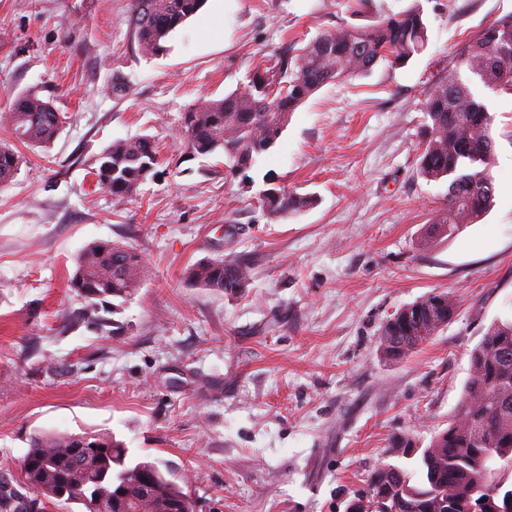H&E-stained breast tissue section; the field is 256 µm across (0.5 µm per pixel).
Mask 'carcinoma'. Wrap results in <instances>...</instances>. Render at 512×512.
Instances as JSON below:
<instances>
[{
  "label": "carcinoma",
  "instance_id": "obj_1",
  "mask_svg": "<svg viewBox=\"0 0 512 512\" xmlns=\"http://www.w3.org/2000/svg\"><path fill=\"white\" fill-rule=\"evenodd\" d=\"M205 0H129L128 22L138 51L156 55L168 37L194 17ZM428 42L420 0L368 27L344 26L303 47H285L260 61L243 91L219 100L202 99L182 117L180 136L194 156H224V178L251 170L280 138L292 112L315 92L370 72L381 62L405 65ZM467 80H462L460 72ZM484 88L512 93V13L485 28L457 55L456 68L436 82L424 102V133L418 174L445 181L448 196L430 220L421 245L453 237L478 223L494 205L492 174L494 116L478 93ZM0 122L18 141L50 145L63 118L52 102L34 91L14 101ZM25 157L0 144V184L10 181ZM96 182L116 199L131 198L157 174L159 151L147 137H118L99 154ZM261 203L280 218L315 202L267 180ZM145 266L139 253L120 242L87 244L70 278L85 303L75 318L97 323L109 300L127 301L140 287ZM188 279L200 288L242 292L251 270L242 263L205 259L192 264ZM457 312L446 291L430 293L393 313L380 331L379 348L398 360L443 330ZM402 456L417 455L419 480L403 467L381 462L368 473L365 489L351 503L355 512H503L512 499V318L497 320L470 353L469 377L448 420V428L417 451L410 434L394 437ZM128 449L102 433L40 432L24 458L32 468L21 479H0V512H40L38 503L77 504L80 512H197L184 491L188 477H166L153 461H130Z\"/></svg>",
  "mask_w": 512,
  "mask_h": 512
}]
</instances>
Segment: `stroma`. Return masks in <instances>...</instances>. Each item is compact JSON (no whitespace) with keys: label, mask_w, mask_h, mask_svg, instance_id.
<instances>
[{"label":"stroma","mask_w":512,"mask_h":512,"mask_svg":"<svg viewBox=\"0 0 512 512\" xmlns=\"http://www.w3.org/2000/svg\"><path fill=\"white\" fill-rule=\"evenodd\" d=\"M410 0H207L166 49L141 55L128 0H0V113L21 93L65 124L0 185V472L19 475L32 435L109 432L132 459L190 477L201 512H345L369 470L445 429L470 352L512 316V94L488 93L497 194L453 238L420 241L448 193L417 171L428 88L512 0H421L425 49L406 65L324 86L291 115L249 181L220 156L191 157L181 115L242 88L255 66ZM127 86L116 96L113 83ZM148 136L163 163L118 201L92 174L117 137ZM318 202L283 218L265 176ZM120 241L146 273L101 323L72 318L80 250ZM241 259L246 292L194 286L202 259ZM449 291L458 312L399 361L379 333L399 308Z\"/></svg>","instance_id":"stroma-1"}]
</instances>
